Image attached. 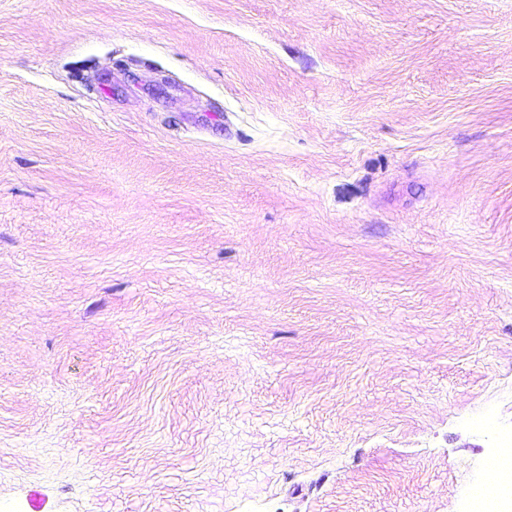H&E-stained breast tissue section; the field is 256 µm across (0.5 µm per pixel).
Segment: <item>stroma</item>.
Here are the masks:
<instances>
[{
  "mask_svg": "<svg viewBox=\"0 0 512 512\" xmlns=\"http://www.w3.org/2000/svg\"><path fill=\"white\" fill-rule=\"evenodd\" d=\"M512 444V0H0V512H472Z\"/></svg>",
  "mask_w": 512,
  "mask_h": 512,
  "instance_id": "stroma-1",
  "label": "stroma"
}]
</instances>
